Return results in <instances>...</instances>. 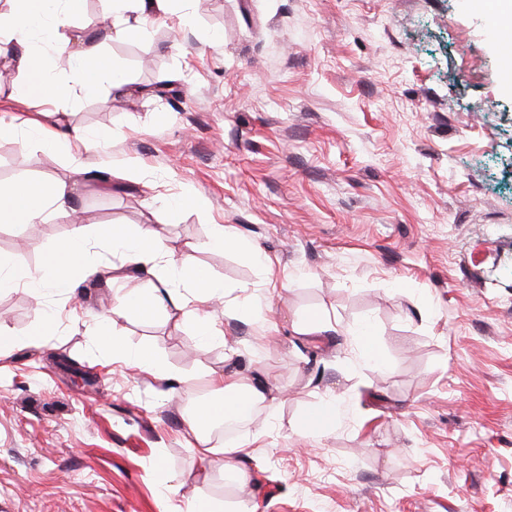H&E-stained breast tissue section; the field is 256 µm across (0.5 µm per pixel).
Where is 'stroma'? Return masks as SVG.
<instances>
[{
	"label": "stroma",
	"instance_id": "35a3bbf8",
	"mask_svg": "<svg viewBox=\"0 0 512 512\" xmlns=\"http://www.w3.org/2000/svg\"><path fill=\"white\" fill-rule=\"evenodd\" d=\"M186 13L109 45L133 95L58 110L99 140L76 193L87 227L151 229L223 282L198 313L226 343L203 346L176 310H113L117 289L155 282L131 266L117 282L74 272L68 296L51 288L46 257L70 235L69 212L0 220V258L36 280L0 290L18 338L0 350V512H512L502 43L464 0H204ZM24 82L0 87L17 130L0 138V183L68 180L63 150L28 125ZM127 158L139 180H96ZM186 191L205 208L169 221L161 198ZM215 224L259 244L270 269L211 247ZM315 311L330 331L293 330ZM106 318L178 374L176 390L113 361L98 339ZM366 323L383 366L355 342ZM213 371L266 383L280 405L210 434L218 453L204 464L185 420L212 397ZM326 398L340 404L334 428L304 431ZM236 446L241 480L224 468Z\"/></svg>",
	"mask_w": 512,
	"mask_h": 512
}]
</instances>
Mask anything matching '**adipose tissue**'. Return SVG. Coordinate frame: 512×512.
<instances>
[{
	"label": "adipose tissue",
	"mask_w": 512,
	"mask_h": 512,
	"mask_svg": "<svg viewBox=\"0 0 512 512\" xmlns=\"http://www.w3.org/2000/svg\"><path fill=\"white\" fill-rule=\"evenodd\" d=\"M176 0H105L104 27L101 39L85 30H77L68 38H59L57 27L65 18L77 11L79 0H12L7 15H0V57L8 67L26 79L25 99L28 106H41L69 98L77 93H89L99 86L110 92H129V80L123 68L105 55L108 42L144 38L149 23L172 11ZM66 57L70 73L63 79L49 75L41 65L43 53ZM45 135L52 143L66 147L68 164L76 176H84V152L93 148L89 140L76 129L53 124L45 127ZM73 185L64 182H34L23 185L0 183V217L8 216L21 224L41 223L48 208L67 211L73 207ZM81 222H74L70 237L60 241L54 257L59 265L51 285L58 290H69L68 270L83 256V242L87 235ZM95 237L118 254L123 263L144 267L163 265L190 286L188 294L171 288L169 280H159L148 289H131L117 295L116 308L135 315L149 316L175 308L187 309L190 304L209 301L219 291V285L204 271L191 270L179 264L165 241L156 233L142 230L131 232L120 225L100 224ZM104 342L112 349V356L133 363L140 371L157 376L168 384H176V377L157 359L152 350L132 349L120 335H104ZM210 383L215 393L223 395L224 406H232L239 399L250 405H265L275 410L274 399L261 390L244 384L232 375L214 372Z\"/></svg>",
	"instance_id": "obj_1"
}]
</instances>
